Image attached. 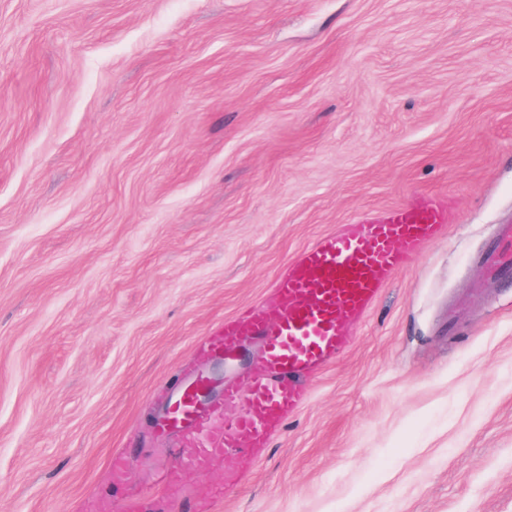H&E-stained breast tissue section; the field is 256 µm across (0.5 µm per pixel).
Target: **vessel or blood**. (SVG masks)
<instances>
[{"label":"vessel or blood","instance_id":"b4317fda","mask_svg":"<svg viewBox=\"0 0 512 512\" xmlns=\"http://www.w3.org/2000/svg\"><path fill=\"white\" fill-rule=\"evenodd\" d=\"M448 222L444 205L431 196L347 225L303 250L279 275L271 308H256L225 322L207 355H228L235 341L260 337L262 357L245 383L227 386L222 403L200 401L202 380L183 387L158 420L161 435L197 437L187 449L189 465L235 452L243 467L253 465L268 441L304 399L301 376L330 362L349 343V324L376 302L391 274L433 241ZM489 274L512 278V225L486 259Z\"/></svg>","mask_w":512,"mask_h":512}]
</instances>
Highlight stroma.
<instances>
[{
  "instance_id": "obj_1",
  "label": "stroma",
  "mask_w": 512,
  "mask_h": 512,
  "mask_svg": "<svg viewBox=\"0 0 512 512\" xmlns=\"http://www.w3.org/2000/svg\"><path fill=\"white\" fill-rule=\"evenodd\" d=\"M421 193L445 229L258 463L180 467L184 371L261 357L207 340ZM501 224L512 0H0V512H512ZM486 267L497 280L512 278V225L507 227L499 242L489 252Z\"/></svg>"
}]
</instances>
